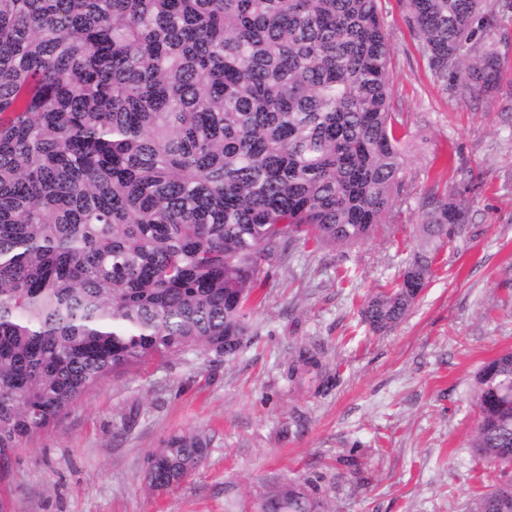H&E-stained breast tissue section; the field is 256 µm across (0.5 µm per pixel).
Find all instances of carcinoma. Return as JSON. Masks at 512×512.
<instances>
[{
    "label": "carcinoma",
    "mask_w": 512,
    "mask_h": 512,
    "mask_svg": "<svg viewBox=\"0 0 512 512\" xmlns=\"http://www.w3.org/2000/svg\"><path fill=\"white\" fill-rule=\"evenodd\" d=\"M428 69L497 88L512 0H403ZM378 0H0V461L129 365L236 354L262 263L369 239L402 188ZM466 178L420 201L424 248L367 297L392 329L471 220ZM512 351L474 375L471 447L512 465ZM206 436L174 434L148 486ZM273 512H311L290 489ZM471 512H512V484Z\"/></svg>",
    "instance_id": "cac0c4a2"
}]
</instances>
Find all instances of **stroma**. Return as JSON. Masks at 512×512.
Returning <instances> with one entry per match:
<instances>
[{"instance_id": "1", "label": "stroma", "mask_w": 512, "mask_h": 512, "mask_svg": "<svg viewBox=\"0 0 512 512\" xmlns=\"http://www.w3.org/2000/svg\"><path fill=\"white\" fill-rule=\"evenodd\" d=\"M379 9L405 144L389 224L345 249L295 241L236 355L153 359L87 391L0 465L7 512H265L290 489L313 512H470L485 487L512 482L470 447L473 376L512 349V20L495 36L499 90L460 99L429 71L401 0ZM463 177L478 186L471 223L438 249L405 318L373 332L358 308L419 249V200ZM302 349L321 372L289 378ZM189 431L210 438L204 461L149 489L146 458Z\"/></svg>"}]
</instances>
